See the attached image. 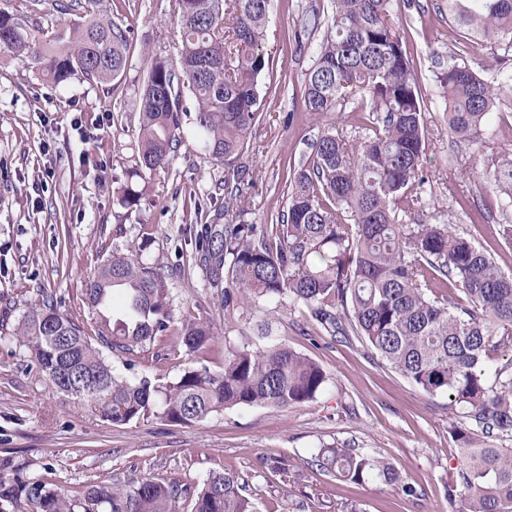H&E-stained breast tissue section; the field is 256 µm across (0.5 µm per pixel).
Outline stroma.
I'll return each mask as SVG.
<instances>
[{"label":"stroma","mask_w":512,"mask_h":512,"mask_svg":"<svg viewBox=\"0 0 512 512\" xmlns=\"http://www.w3.org/2000/svg\"><path fill=\"white\" fill-rule=\"evenodd\" d=\"M101 15L130 28L129 63L121 79L91 85L72 80L61 90L40 82L27 65L0 54V452L11 450L30 476L81 497L93 485L150 477L201 483L210 473L236 471L259 512H457L446 496L458 448L448 434L452 411L372 357L353 338L318 332L308 337L306 309L269 300L227 307L204 267L184 256L192 224H274L288 208L293 170L307 164L312 145L331 128L353 130V103L314 116L303 93L324 31L302 32L318 11L332 17V0H271L264 44L273 68L262 81L260 117L235 167L254 174L244 202L224 208V164L184 134L166 171L155 175L141 205L125 209L116 197L135 165L137 92L156 54L176 56L180 37L174 0H99ZM403 48L413 64L428 128L427 206L404 214L414 224L439 214L477 246L493 251L512 272V247L501 246L491 213L462 218L485 195L480 170L512 151V101L496 111L482 148L448 131L436 76L451 55H462L479 76L496 83L512 73V57L494 44L471 41L448 19V0L399 6ZM140 253L160 268L178 264L169 279L174 322H208L212 351L189 357L176 336L149 350L135 373L178 377L188 366L218 369L225 342L250 335L275 313L273 342H283L327 372L326 390L285 408L242 407L192 425L148 421L122 427L103 420L89 402L59 392L32 368L17 327L32 304L52 298L78 323L91 315L85 290L112 254ZM339 443L394 463L418 497L377 483L328 475L310 460L320 445ZM284 460L290 472L275 470Z\"/></svg>","instance_id":"1"}]
</instances>
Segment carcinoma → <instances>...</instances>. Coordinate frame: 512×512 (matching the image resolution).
<instances>
[{"instance_id":"cac0c4a2","label":"carcinoma","mask_w":512,"mask_h":512,"mask_svg":"<svg viewBox=\"0 0 512 512\" xmlns=\"http://www.w3.org/2000/svg\"><path fill=\"white\" fill-rule=\"evenodd\" d=\"M394 0H335L303 102L312 115L348 100H369L357 113L365 135L331 130L308 164L290 176L288 212L281 223L204 224L192 241L194 259L215 282L228 275L224 306L286 300L308 310L331 338L353 334L390 368L430 396L448 397L455 420L448 434L459 458L448 498L459 512H512V273L458 233L452 224H404L399 205H427L424 165L427 126L423 96L393 20ZM68 28L41 39L39 23L0 8V50L39 78L62 88L75 77L110 83L128 66L130 29L93 12V0H55ZM178 56L152 58L139 91L137 168L120 204L137 207L148 179L165 170L181 139L182 99L195 105L194 131L211 159L233 162L259 117L269 0H176ZM448 19L477 41L512 52V0H448ZM448 129L481 143L499 103L512 99V73L496 84L453 60L437 74ZM485 191L503 217L499 240L512 244V154L481 170ZM224 182V212L241 197L244 177ZM456 289L463 297L448 298ZM95 319L85 328L44 299L23 317L29 358L58 390L98 408L119 427L158 420L188 425L242 406L287 407L321 394L328 376L320 364L286 344L260 346L248 337L224 345L217 371L188 366L163 382L115 372L100 346L133 357L172 327L167 275L133 255L112 254L87 288ZM186 352L214 342L210 327L178 328ZM312 465L353 483L379 482L409 497L384 458L326 444ZM257 512L238 475L210 474L201 484L141 478L129 485H95L79 499L30 477L0 458V500L24 502L30 512Z\"/></svg>"}]
</instances>
